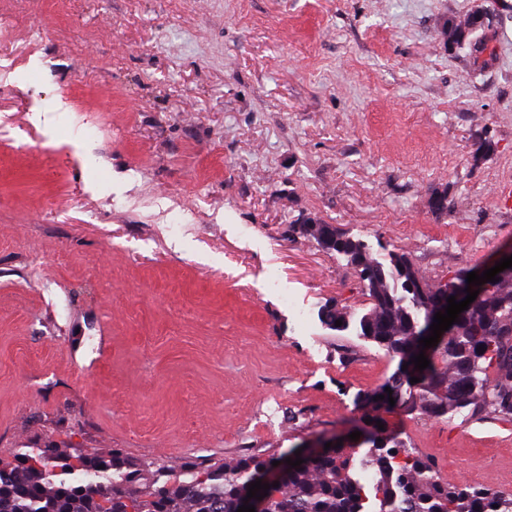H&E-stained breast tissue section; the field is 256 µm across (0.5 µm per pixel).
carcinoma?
<instances>
[{"label":"carcinoma","mask_w":512,"mask_h":512,"mask_svg":"<svg viewBox=\"0 0 512 512\" xmlns=\"http://www.w3.org/2000/svg\"><path fill=\"white\" fill-rule=\"evenodd\" d=\"M482 26L483 17L477 16L468 31L450 22L444 34L448 44H460ZM292 230L344 261L370 300L359 316L336 302L324 304L321 322L336 331L356 323L359 335L408 368L397 369L386 386L359 395L364 414L354 429L362 432L360 438L341 437L340 446L303 455L302 464L267 490L266 512H364L366 495L355 465L365 445V462L378 475L379 512H512V493L450 487L432 464L377 426L380 413L391 409L390 397L408 412L428 417L451 420L466 411L475 420L512 418V267L485 285L447 335L422 350L419 340L426 337L430 311L461 289L463 273L430 281L404 252L393 249L380 259L361 238L311 218ZM421 351L430 360L424 370L411 363ZM413 377L420 382L410 383ZM404 386L409 393H395ZM387 387L394 394L385 392ZM272 462L256 455L230 463L189 461L175 473L155 460L131 459L120 448L84 454L52 445L20 448L12 459H0V512H98L104 485L112 486V512H237L249 484Z\"/></svg>","instance_id":"1"}]
</instances>
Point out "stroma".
<instances>
[{
    "instance_id": "35a3bbf8",
    "label": "stroma",
    "mask_w": 512,
    "mask_h": 512,
    "mask_svg": "<svg viewBox=\"0 0 512 512\" xmlns=\"http://www.w3.org/2000/svg\"><path fill=\"white\" fill-rule=\"evenodd\" d=\"M478 12L488 50L448 46ZM308 217L434 281L512 248V0H0V459L346 434L398 361L321 323L368 299ZM385 420L512 492V419ZM356 313L350 311L346 306L338 303H328L322 305L319 310V318L321 322L330 330L343 331L347 330ZM336 320H341L342 325L336 326Z\"/></svg>"
}]
</instances>
